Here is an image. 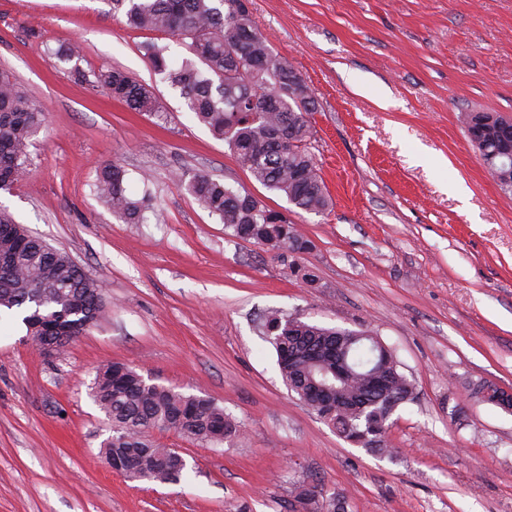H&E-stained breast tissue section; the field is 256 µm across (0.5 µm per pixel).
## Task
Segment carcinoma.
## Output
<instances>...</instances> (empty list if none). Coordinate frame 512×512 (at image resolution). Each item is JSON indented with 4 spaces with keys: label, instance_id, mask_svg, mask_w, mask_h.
I'll use <instances>...</instances> for the list:
<instances>
[{
    "label": "carcinoma",
    "instance_id": "1",
    "mask_svg": "<svg viewBox=\"0 0 512 512\" xmlns=\"http://www.w3.org/2000/svg\"><path fill=\"white\" fill-rule=\"evenodd\" d=\"M112 13L135 30L158 32L184 44L190 57L173 61L168 46H142L150 66L178 89L188 110L211 133L224 140L253 179L284 195L310 213L331 206L329 192L309 150L314 126L309 119L316 101L304 78L284 57L274 53L252 15L234 17L229 0H110ZM96 86L130 109L153 116L162 111L154 94L122 69L96 75ZM467 133L479 130L478 150L500 186L512 189V161H500L501 149L512 147V119L494 112H464ZM45 122L41 106L0 72V190L25 173L31 139ZM195 201L216 216L233 235L272 251L300 253L312 247L298 235L285 214H276L247 191L235 190L207 173L180 178ZM99 198L126 224H141L151 198L132 197L127 170L112 164L96 179ZM0 312L25 308L23 317L35 346L45 336H61L59 348L102 317L105 301L100 282L64 250L32 236L9 209L0 206ZM290 314L272 311L263 320L264 335L277 355L288 390L303 396L312 362H336V337L348 342L345 355L361 363L358 336L369 330L325 327L302 319L288 326ZM414 384L398 369L390 348L377 350L372 368L351 367L343 395L346 401L322 417L347 442L391 455L389 420L415 399ZM92 397L112 426L102 454L112 469L137 481L178 483L187 472L185 457L156 443L152 432L174 431L202 444L238 442L240 423L212 400L186 396L152 383L135 368L112 362L96 372ZM300 484L294 500L303 512H322Z\"/></svg>",
    "mask_w": 512,
    "mask_h": 512
}]
</instances>
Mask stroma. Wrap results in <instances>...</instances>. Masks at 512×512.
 I'll return each mask as SVG.
<instances>
[{
  "label": "stroma",
  "mask_w": 512,
  "mask_h": 512,
  "mask_svg": "<svg viewBox=\"0 0 512 512\" xmlns=\"http://www.w3.org/2000/svg\"><path fill=\"white\" fill-rule=\"evenodd\" d=\"M251 11L317 101L310 151L326 213L256 182L154 73L141 44L186 56L175 38L128 29L109 0H0V70L47 119L0 205L106 299L104 318L57 353L35 350L19 317L0 318V512H288L299 484L348 512H512V413L473 393L483 380L512 390V191L459 120L512 117V0H251ZM74 42L80 57L60 61ZM113 67L153 91L165 118L72 76ZM113 161L133 194H153L145 223L98 199V169ZM182 172L246 189L311 249L282 255L233 236ZM273 309L368 328L394 349L417 392L391 418L395 455L344 441L288 390L258 332ZM108 362L212 399L245 440L158 432L187 460L180 483L114 472L90 394Z\"/></svg>",
  "instance_id": "stroma-1"
}]
</instances>
